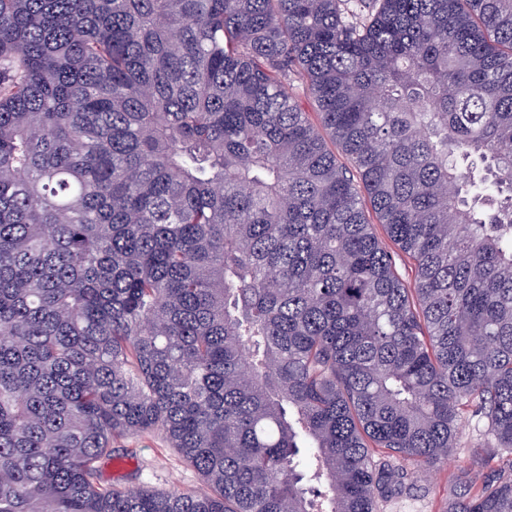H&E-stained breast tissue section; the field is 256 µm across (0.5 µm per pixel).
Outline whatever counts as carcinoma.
<instances>
[{
  "instance_id": "1",
  "label": "carcinoma",
  "mask_w": 512,
  "mask_h": 512,
  "mask_svg": "<svg viewBox=\"0 0 512 512\" xmlns=\"http://www.w3.org/2000/svg\"><path fill=\"white\" fill-rule=\"evenodd\" d=\"M467 423L512 512V0H0V512H377ZM155 432L205 492L102 479ZM366 215L371 224H374L373 231L377 235L379 241L388 251L393 255L396 267L405 283L412 288L414 282V269L409 259L400 251V249L389 239L382 224H379L375 213L371 210L370 205L367 203Z\"/></svg>"
}]
</instances>
